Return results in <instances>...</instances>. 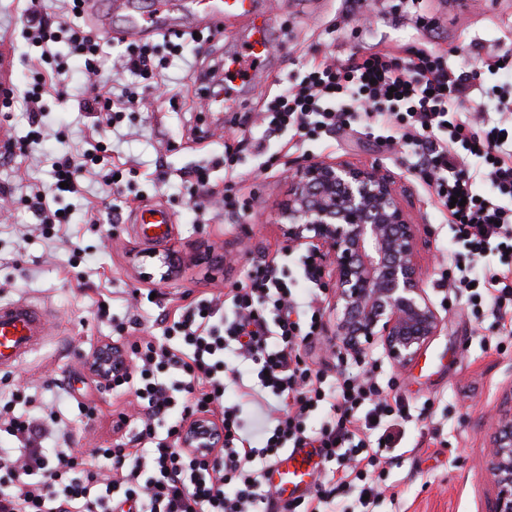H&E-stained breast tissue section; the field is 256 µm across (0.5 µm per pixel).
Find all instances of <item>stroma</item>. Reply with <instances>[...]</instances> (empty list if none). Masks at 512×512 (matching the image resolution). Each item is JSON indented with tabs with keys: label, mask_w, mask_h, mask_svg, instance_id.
<instances>
[{
	"label": "stroma",
	"mask_w": 512,
	"mask_h": 512,
	"mask_svg": "<svg viewBox=\"0 0 512 512\" xmlns=\"http://www.w3.org/2000/svg\"><path fill=\"white\" fill-rule=\"evenodd\" d=\"M270 46L254 83L231 82L224 102L228 112H260L266 100L294 83L312 63L328 56L344 60L371 50L388 53L403 64L419 52L444 54L451 67L484 68L498 47L512 43V0H420L414 15H406L400 0H267ZM23 0H0V84L23 95L35 79H50L55 58L67 60L62 80L70 101L54 90L42 98L46 128L35 135L27 113L0 107V132L15 148L0 158V183L24 176L26 188L9 206L10 218L0 223V303L20 298L50 307V333L14 369L0 371V393L20 390L34 406L57 405V433L67 434L76 450L108 447L112 422L126 411L130 393L101 386L85 359L105 342L126 345L131 335H118L114 322L131 316L123 300L126 291L146 288L142 273L151 271L153 253L176 252L182 271L173 287H158L159 303H144L139 311L141 335H161L163 313L187 306L210 289L227 290L246 280L260 263L274 262L296 289H305L299 252H288L273 218L288 196L287 173L299 159H344L360 165L380 164L407 186L402 202L411 220L427 227L418 253L426 293L446 323L418 359L397 370L374 349L369 359L379 368L381 382L410 416L402 423L403 455L395 460L388 488L377 512H488L490 478L482 466L492 416L512 408V335L492 317L474 309L466 298L444 285L454 267L465 264L464 249L455 245L453 224L426 177L414 169L409 148L387 146L385 130L355 126L345 135L324 134L298 143L264 135L254 129L241 138L237 129L220 131L217 115L200 110L198 70L211 59L229 62L252 52L247 33L254 16L225 20L223 37L203 44L184 43L183 54L195 59L194 70L173 63L160 78L169 93L142 88L140 78L112 68L121 51L101 32L104 43L98 83L103 91L121 83L144 93L141 104L126 112V136L118 147L121 160L139 164L136 175H124L119 186L96 184L81 196L65 195L62 206L71 220L43 232L31 195L48 189L54 159L70 149L86 150L96 142L111 143L106 127L89 130L79 119L75 100L83 91V62L65 43L53 44L52 59L25 36ZM266 150L257 153V142ZM237 144V175L232 181L236 210L198 213L190 184L181 175L206 165L211 181L224 182V146ZM128 206L112 216L113 197ZM165 207L173 231L164 244L145 243L132 232V208ZM96 214L98 223L87 221ZM84 272V287L73 286ZM109 302L108 316L98 314ZM96 406L98 417L83 423L78 403Z\"/></svg>",
	"instance_id": "1"
}]
</instances>
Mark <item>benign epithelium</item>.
<instances>
[{
	"mask_svg": "<svg viewBox=\"0 0 512 512\" xmlns=\"http://www.w3.org/2000/svg\"><path fill=\"white\" fill-rule=\"evenodd\" d=\"M288 248L326 259L330 344L363 360L379 348L400 369L438 335L444 318L429 299L417 262L419 225L404 209L396 177L380 166L304 159L289 176L288 199L275 213ZM103 383L129 369L124 349L106 342L88 357ZM181 448H222L224 427L208 414L192 417ZM484 467L494 497L489 512H512V410L490 426Z\"/></svg>",
	"mask_w": 512,
	"mask_h": 512,
	"instance_id": "benign-epithelium-1",
	"label": "benign epithelium"
}]
</instances>
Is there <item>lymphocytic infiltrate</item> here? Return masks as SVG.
<instances>
[{
	"mask_svg": "<svg viewBox=\"0 0 512 512\" xmlns=\"http://www.w3.org/2000/svg\"><path fill=\"white\" fill-rule=\"evenodd\" d=\"M26 2L34 45L64 41L84 59L79 111L119 128L137 98L130 90L117 98L100 92L97 35L53 24L42 0ZM482 81V71L456 72L442 55L423 52L400 67L375 51L314 64L264 111L234 114L232 123L295 141L355 123L399 122L402 142L416 168L429 173L428 185L448 206L456 242L469 256L451 288L467 294L472 285L482 286L490 297L488 314L501 322L512 303V268L495 270L491 257L512 253V141L504 140L502 129L512 124V93L491 89L478 107L466 108L467 90ZM107 157V147L98 144L81 160L66 153L56 158L52 184L35 196L45 227L69 223L58 201L80 195L81 179ZM320 266L319 256H304L310 287L299 295L276 266L258 265L229 297L202 293L178 317L166 319L161 337L133 341V368L113 377L111 387L133 390L138 411L113 420L111 447L46 454L42 442L54 432V408L17 416L11 403L1 404L0 432L19 445L0 448V512H112L116 489L132 512H348L344 499L351 494L361 497V512H371L382 494L371 474L393 463L388 428L405 411L391 404L374 371L330 380L303 360L301 344L321 331L313 289ZM228 351L237 367L225 362ZM230 390L237 395L232 403L226 400ZM323 406L334 419L309 434L306 422ZM200 412L224 426V446L211 456L177 445L184 423ZM132 441L149 446V456L130 451ZM308 445L320 450L313 486L304 497L282 501L268 471L288 449Z\"/></svg>",
	"mask_w": 512,
	"mask_h": 512,
	"instance_id": "1",
	"label": "lymphocytic infiltrate"
}]
</instances>
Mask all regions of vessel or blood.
<instances>
[{
  "instance_id": "b4317fda",
  "label": "vessel or blood",
  "mask_w": 512,
  "mask_h": 512,
  "mask_svg": "<svg viewBox=\"0 0 512 512\" xmlns=\"http://www.w3.org/2000/svg\"><path fill=\"white\" fill-rule=\"evenodd\" d=\"M215 33H223L224 20L238 13H260L261 0H196ZM127 16L119 29L120 36L137 37L144 30L165 33L170 25L167 0H156L149 15L136 13L132 0L125 5ZM48 334L47 315L41 309L23 302L0 304V371L11 369L34 345ZM317 452L312 448H293L271 467L268 478L280 489L282 499L304 494L311 486L317 470Z\"/></svg>"
}]
</instances>
